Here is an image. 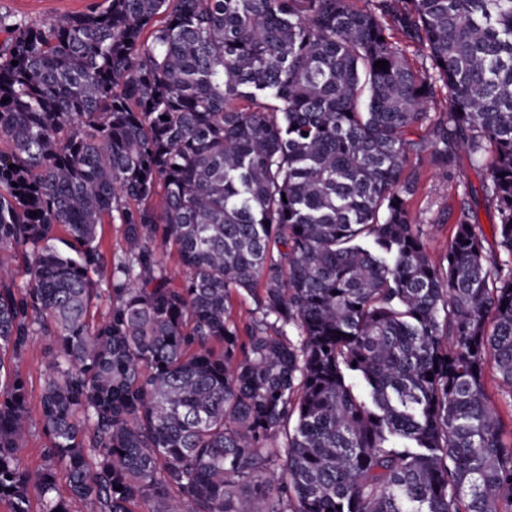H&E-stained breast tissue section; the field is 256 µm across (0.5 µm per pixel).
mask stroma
I'll use <instances>...</instances> for the list:
<instances>
[{
	"instance_id": "obj_1",
	"label": "stroma",
	"mask_w": 512,
	"mask_h": 512,
	"mask_svg": "<svg viewBox=\"0 0 512 512\" xmlns=\"http://www.w3.org/2000/svg\"><path fill=\"white\" fill-rule=\"evenodd\" d=\"M88 0H0V15L42 21L82 12ZM409 169L418 178V192L411 203L416 223L425 230V248L432 260H439L448 250L453 226L462 212H469L476 233L487 252L498 253V215L487 199L484 186L488 180L487 164L473 163L467 149H460L451 168L437 166L429 152L411 155ZM54 352L47 336H35L17 366L29 383V413L32 422L20 465L34 469L42 464L46 439L39 425V400L46 378V367Z\"/></svg>"
}]
</instances>
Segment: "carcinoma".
Returning <instances> with one entry per match:
<instances>
[{"mask_svg": "<svg viewBox=\"0 0 512 512\" xmlns=\"http://www.w3.org/2000/svg\"><path fill=\"white\" fill-rule=\"evenodd\" d=\"M0 29V351L55 345L35 469L0 361L6 512H512L485 389L491 365L512 407V0H102ZM462 146L493 153L506 264L467 214L438 262L412 222L410 154Z\"/></svg>", "mask_w": 512, "mask_h": 512, "instance_id": "1", "label": "carcinoma"}]
</instances>
